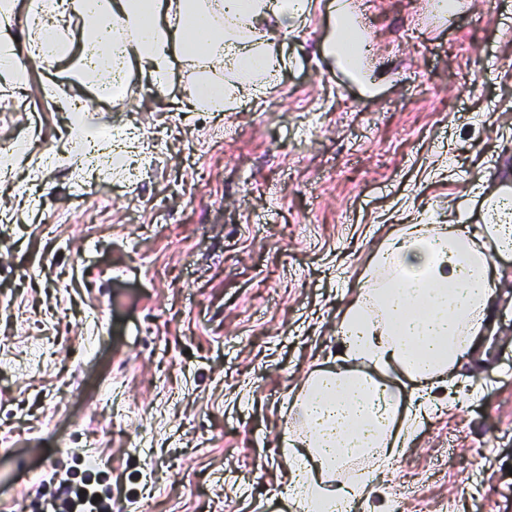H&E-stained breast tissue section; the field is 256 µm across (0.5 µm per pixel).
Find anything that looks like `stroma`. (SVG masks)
I'll return each instance as SVG.
<instances>
[{"mask_svg": "<svg viewBox=\"0 0 512 512\" xmlns=\"http://www.w3.org/2000/svg\"><path fill=\"white\" fill-rule=\"evenodd\" d=\"M362 80L320 51L315 0L284 66L233 110H194L197 71L107 98L27 58L0 81V144L40 153L0 177V512H46L94 472L112 512H295L280 452L307 376L402 224L477 225L512 189V0H347ZM121 145L138 186L65 137L70 98ZM492 331L435 387L436 411L361 512H512V253Z\"/></svg>", "mask_w": 512, "mask_h": 512, "instance_id": "1", "label": "stroma"}]
</instances>
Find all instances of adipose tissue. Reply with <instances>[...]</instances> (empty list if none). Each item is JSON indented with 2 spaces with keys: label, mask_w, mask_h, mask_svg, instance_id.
Listing matches in <instances>:
<instances>
[{
  "label": "adipose tissue",
  "mask_w": 512,
  "mask_h": 512,
  "mask_svg": "<svg viewBox=\"0 0 512 512\" xmlns=\"http://www.w3.org/2000/svg\"><path fill=\"white\" fill-rule=\"evenodd\" d=\"M74 0L83 52L119 44L126 67L165 87L175 57L201 63L191 97L220 112L239 90L276 64L273 47L312 0ZM55 0H41L35 18L38 55L64 54ZM232 71L236 82H216ZM512 249V225L492 218L465 224H405L390 233L336 323L337 364L314 370L294 400L300 429L284 432L288 486L298 512H349L366 483L340 480L348 458L376 452L402 456L418 423L431 412L429 393L460 367L489 332L496 294L495 258ZM397 372L414 385L413 406L400 410Z\"/></svg>",
  "instance_id": "ef3b65f1"
}]
</instances>
